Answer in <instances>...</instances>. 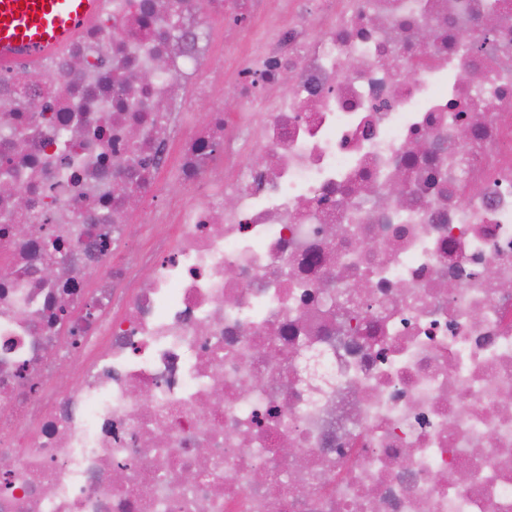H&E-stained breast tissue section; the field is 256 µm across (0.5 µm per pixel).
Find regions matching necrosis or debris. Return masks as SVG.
Returning <instances> with one entry per match:
<instances>
[{
  "label": "necrosis or debris",
  "instance_id": "necrosis-or-debris-1",
  "mask_svg": "<svg viewBox=\"0 0 512 512\" xmlns=\"http://www.w3.org/2000/svg\"><path fill=\"white\" fill-rule=\"evenodd\" d=\"M491 1L101 0L0 67V512H512Z\"/></svg>",
  "mask_w": 512,
  "mask_h": 512
}]
</instances>
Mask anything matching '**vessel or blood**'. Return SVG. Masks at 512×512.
Instances as JSON below:
<instances>
[{
    "mask_svg": "<svg viewBox=\"0 0 512 512\" xmlns=\"http://www.w3.org/2000/svg\"><path fill=\"white\" fill-rule=\"evenodd\" d=\"M99 9V0H0V63L62 49Z\"/></svg>",
    "mask_w": 512,
    "mask_h": 512,
    "instance_id": "b4317fda",
    "label": "vessel or blood"
}]
</instances>
